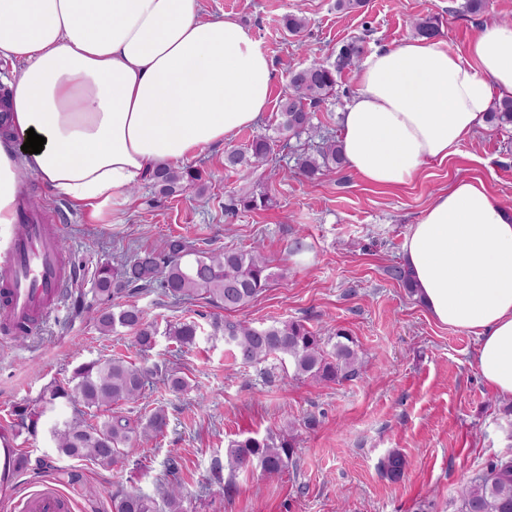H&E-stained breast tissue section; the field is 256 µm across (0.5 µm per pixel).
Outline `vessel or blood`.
<instances>
[{
  "label": "vessel or blood",
  "instance_id": "1",
  "mask_svg": "<svg viewBox=\"0 0 512 512\" xmlns=\"http://www.w3.org/2000/svg\"><path fill=\"white\" fill-rule=\"evenodd\" d=\"M62 227L42 213L18 224L0 255V327L44 322L67 297L74 273L59 247ZM22 512H72L71 499L53 487L24 497Z\"/></svg>",
  "mask_w": 512,
  "mask_h": 512
}]
</instances>
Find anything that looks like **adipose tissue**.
I'll return each mask as SVG.
<instances>
[{
	"label": "adipose tissue",
	"instance_id": "adipose-tissue-1",
	"mask_svg": "<svg viewBox=\"0 0 512 512\" xmlns=\"http://www.w3.org/2000/svg\"><path fill=\"white\" fill-rule=\"evenodd\" d=\"M0 254L23 174L111 218L129 191L258 125L273 63L252 27L205 19L200 0H0ZM341 114L348 167L396 187L457 154L494 99L512 96V25L486 22L465 51L408 38L362 62ZM46 140L23 151L28 131ZM416 296L438 323L474 335L475 366L512 399V209L482 181L456 180L402 245Z\"/></svg>",
	"mask_w": 512,
	"mask_h": 512
}]
</instances>
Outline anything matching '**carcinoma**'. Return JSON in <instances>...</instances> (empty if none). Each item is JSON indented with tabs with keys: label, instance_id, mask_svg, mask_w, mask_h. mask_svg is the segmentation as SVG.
<instances>
[{
	"label": "carcinoma",
	"instance_id": "carcinoma-1",
	"mask_svg": "<svg viewBox=\"0 0 512 512\" xmlns=\"http://www.w3.org/2000/svg\"><path fill=\"white\" fill-rule=\"evenodd\" d=\"M412 28L419 37L440 34L433 17L414 19ZM335 86L336 69L321 63L291 71L290 93L280 104L278 132L293 137L318 134L312 109L332 96ZM485 121L496 128L512 126V97L495 102ZM271 150L272 139L258 136L244 150H229L224 163L250 174L268 160ZM344 163L340 142L327 138L318 156H301L297 165L300 174L313 182ZM151 179L160 193L169 196L197 180V175L189 168H162ZM272 278L269 261L257 248L249 252H205L182 236H170L158 249H145L129 259L100 267L93 288L94 303L87 310L95 314L102 333L109 334L119 326L130 332L138 345L149 348L155 341L156 328L137 306L123 303L134 292L152 289L175 301L200 297L234 311L257 297ZM213 326L223 330L232 355L243 364L256 365L271 356H286L292 361L295 378L326 382L349 379L358 373L353 340L342 331L336 332V339L332 340L299 321L257 328L243 322L216 320ZM197 333L198 325L193 321L179 322L168 329V335L182 347L193 345ZM158 380L172 392H181L188 386L187 380L174 370L137 367L121 357L79 366L72 376L73 385H56L49 393L51 402L62 398L74 404L73 416L52 431L57 453L114 467L125 460L128 448L139 437L163 434L168 425L164 409L143 417L118 410V405L142 398ZM292 455V444L271 434L234 440L226 449L231 468L256 464L268 473L288 468ZM406 467V458L397 452L388 455L382 464L385 476L394 481L403 477ZM209 486L218 487V493L228 498L236 490L232 480H224L219 461L211 470ZM158 493L160 503L139 491H117L112 494V512H184L178 485L161 484ZM459 512H512L511 455L491 459L472 475L462 490Z\"/></svg>",
	"mask_w": 512,
	"mask_h": 512
}]
</instances>
